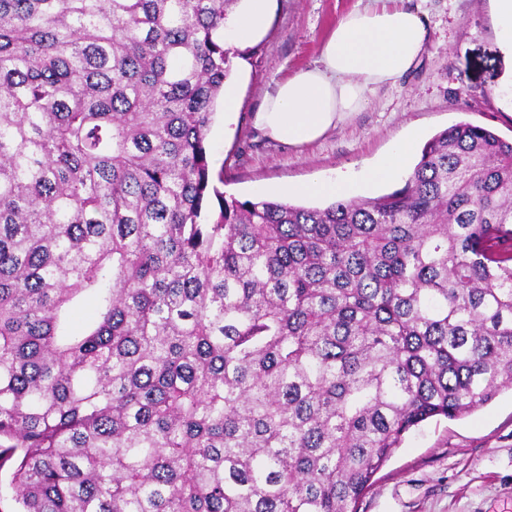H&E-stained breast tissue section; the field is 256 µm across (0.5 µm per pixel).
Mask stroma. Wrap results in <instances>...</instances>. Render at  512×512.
Instances as JSON below:
<instances>
[{"label": "stroma", "instance_id": "1", "mask_svg": "<svg viewBox=\"0 0 512 512\" xmlns=\"http://www.w3.org/2000/svg\"><path fill=\"white\" fill-rule=\"evenodd\" d=\"M361 0H273L261 38L232 48L230 79L240 87L237 113L216 105L207 135L220 189L239 199L263 196L304 206L327 198L284 196L283 188L340 175L353 197L374 198L393 183L370 185L362 172L412 133L422 139L466 120L512 139V61L503 54L492 0H409L431 41L395 85L319 141L287 147L257 128L255 114L276 82L312 65L336 22ZM358 512H512V393L459 419L437 418L406 436L373 478Z\"/></svg>", "mask_w": 512, "mask_h": 512}]
</instances>
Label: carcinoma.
I'll return each mask as SVG.
<instances>
[{"label": "carcinoma", "mask_w": 512, "mask_h": 512, "mask_svg": "<svg viewBox=\"0 0 512 512\" xmlns=\"http://www.w3.org/2000/svg\"><path fill=\"white\" fill-rule=\"evenodd\" d=\"M234 2L0 0L13 512H357L407 434L512 391V140L459 121L368 200L226 196Z\"/></svg>", "instance_id": "carcinoma-1"}]
</instances>
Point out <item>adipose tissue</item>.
Instances as JSON below:
<instances>
[{"mask_svg": "<svg viewBox=\"0 0 512 512\" xmlns=\"http://www.w3.org/2000/svg\"><path fill=\"white\" fill-rule=\"evenodd\" d=\"M272 0H243L234 38L245 44L268 28ZM429 41L420 11L403 0H368L337 21L320 58L277 83L256 123L287 146L316 141L367 102L369 92L393 84L415 67Z\"/></svg>", "mask_w": 512, "mask_h": 512, "instance_id": "1", "label": "adipose tissue"}]
</instances>
